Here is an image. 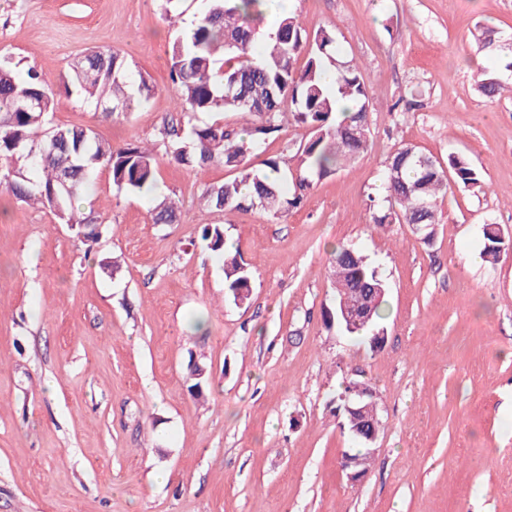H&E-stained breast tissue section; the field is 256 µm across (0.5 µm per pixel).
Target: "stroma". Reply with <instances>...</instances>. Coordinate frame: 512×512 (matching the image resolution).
I'll return each instance as SVG.
<instances>
[{"label":"stroma","mask_w":512,"mask_h":512,"mask_svg":"<svg viewBox=\"0 0 512 512\" xmlns=\"http://www.w3.org/2000/svg\"><path fill=\"white\" fill-rule=\"evenodd\" d=\"M165 8L0 0V56L56 79L109 47L151 78L155 95L127 115L64 98L50 120L147 146L157 192L178 202L176 223H152L154 194L117 192L99 171L82 205L108 230L89 245L50 209L0 196V512H512V249L481 257L484 224L512 234V68L473 39L479 22L512 38V0H294L305 24L335 32L339 60L360 63L370 146L280 219L204 206L227 168L167 155L178 90ZM486 75L501 96L479 92ZM307 136L285 122L263 155L297 179ZM401 143L443 164L465 156L485 179L448 193L427 244L415 226L372 221ZM207 224L251 272L244 303ZM340 244L386 279L380 349L324 321ZM193 364L207 371L199 396ZM351 381L376 389L382 424L359 486L341 468Z\"/></svg>","instance_id":"1"}]
</instances>
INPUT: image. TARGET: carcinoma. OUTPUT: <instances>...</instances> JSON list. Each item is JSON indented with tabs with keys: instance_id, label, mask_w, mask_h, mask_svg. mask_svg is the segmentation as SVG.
<instances>
[{
	"instance_id": "cac0c4a2",
	"label": "carcinoma",
	"mask_w": 512,
	"mask_h": 512,
	"mask_svg": "<svg viewBox=\"0 0 512 512\" xmlns=\"http://www.w3.org/2000/svg\"><path fill=\"white\" fill-rule=\"evenodd\" d=\"M263 0H207L206 9L190 25L179 28L171 45L170 78L179 90L183 118L164 127L166 153L178 164L204 169L222 164L234 176L207 186L201 200L217 210L232 211L259 205L278 218L296 208L299 194L288 195L279 177L281 161L270 157L257 169L252 159L269 135L282 130L279 118L289 111L294 121L309 128V138L296 155L304 175L299 187L311 178L336 173L344 164L368 151L370 108L368 86L354 60L336 65V79L327 84L323 69L336 52V33L321 26L307 27L290 14L277 27L262 33ZM481 51L490 56L503 52L495 31L475 34ZM307 53L304 68L296 66ZM156 87L142 73H132L125 58L106 48L92 49L70 65L55 84L34 67L20 76L17 64L0 57V188L15 200L39 203L53 210L76 235L91 243L107 232L92 212L77 206L95 174L108 170L120 192L151 188L156 180L153 152L137 143L114 147L100 141L88 126H46L58 97L94 98L105 116L125 114L134 103L149 101ZM347 100L355 112L339 119L336 103ZM210 112H234L241 121L236 130L224 129L216 120L195 123L193 117ZM422 152L407 144L391 155L385 172L387 208L374 223L414 224L422 204L431 205L428 224L440 222L441 199L448 190L481 192L484 181L469 159L448 156V166L433 160L423 167L416 162ZM177 206L167 196L156 200L153 222L172 224ZM201 237L210 249L224 252V227L207 224ZM483 257L496 260L509 241L496 224L483 229ZM331 272L336 299L346 298L364 312L354 331L331 309L325 321L355 340L371 341L383 332L387 283L376 266L360 251L338 245ZM225 288L236 302L249 299L250 271L238 256H224Z\"/></svg>"
}]
</instances>
